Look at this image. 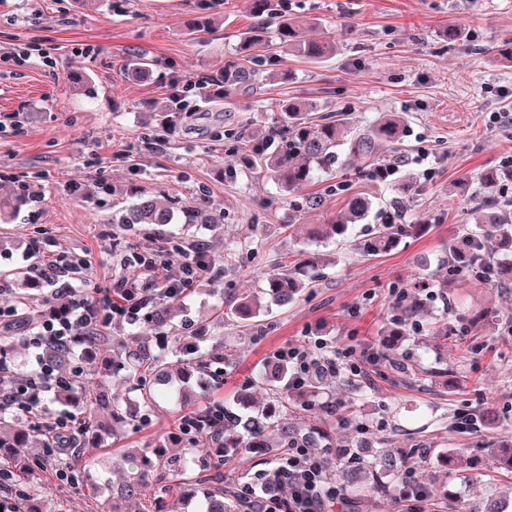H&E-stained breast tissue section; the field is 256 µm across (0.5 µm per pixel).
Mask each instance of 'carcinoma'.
Returning a JSON list of instances; mask_svg holds the SVG:
<instances>
[{
	"label": "carcinoma",
	"mask_w": 512,
	"mask_h": 512,
	"mask_svg": "<svg viewBox=\"0 0 512 512\" xmlns=\"http://www.w3.org/2000/svg\"><path fill=\"white\" fill-rule=\"evenodd\" d=\"M253 8L258 25L243 37L233 57L224 59V68L212 75L210 81L224 86V93L243 92L254 89L263 81L282 79L279 74L262 77L247 66L248 60L259 52H297L310 63L324 61L337 50L336 43L329 39L319 42L302 39L301 28L291 19L280 20L275 27L268 26L264 15H272L274 0H254ZM153 63L144 55L135 56L128 65V74L141 76L152 71ZM279 141L270 154L262 152L257 158L245 159L247 165L257 164L270 172L280 192L285 196L305 189L316 178L331 176L338 170L361 165L370 172L385 165V158L395 151L403 134L400 118L383 116L370 124H361L350 117L333 118L322 116L315 119L311 113L318 111L317 104L296 100L280 101ZM494 179L481 178L477 193L479 205L486 213L478 218L475 226L463 240L470 261L494 259L496 248L512 241V209L503 205L494 194ZM377 206L373 198L358 193L349 199L347 207L338 212L331 223L328 238L339 243L347 240V231L352 224L363 221ZM181 213L199 224H216L212 215L200 212L193 203L179 197L159 198L151 192L136 195L135 202L122 210L112 220L114 224H173L175 215ZM422 224H378L372 236L358 247L368 256L388 252L404 236L421 230ZM313 266V260L297 258L292 262L266 272L260 287L251 294L227 304V317L237 323L250 325L261 321L273 308H283L292 303L305 289L312 287L306 279L305 269ZM437 284L430 280L419 281L402 288L395 294L392 335L406 338L420 328L419 319L430 315L427 299ZM102 337L86 336L81 341L82 352L62 349L52 343L43 345L45 360L59 369H70L80 356L100 347ZM225 357L196 346L176 344L171 355L151 356L141 349L124 348L116 351L117 368L139 392V398L147 407L158 408L161 401L180 399L192 387H216L224 372ZM287 365L278 363L262 373V381L268 395L276 403L288 404ZM62 401L80 404L84 414L75 424L78 437L97 430H104L108 422L99 419V413H110L112 422L126 423L135 418L134 411L123 407L119 399L99 389L80 387L64 393ZM496 411L483 404L463 413L456 421L461 434L476 435L480 429L496 422ZM178 441L174 451L167 449L168 439L161 438L152 449L141 448L123 456L127 475L119 491L112 495V504L95 502L90 512H121L125 498L143 499L141 512H181L186 504L200 512H244L243 499L224 490V461L244 453H274L288 455L290 448H320V423L302 426L295 415L280 416L271 408L257 413L235 412L220 403L208 401L186 408L178 426L171 430ZM31 437L30 432L18 428L16 415L0 413V470L13 472L17 487L25 494V512H42L44 491L35 481L38 460L17 452L24 448ZM206 450L205 463L198 476L180 483L176 489L162 484L170 473L181 474L186 465L194 461L199 449ZM477 449L492 461V467L512 473V448L495 443L482 442ZM431 448L418 444L406 454L395 457L388 450L365 454L359 446L344 444L330 448L323 461L331 483L339 494L366 502L374 494L386 492V479L404 477L414 470L422 474L429 467ZM61 469L82 481L86 465L81 463L80 448L70 447L58 455ZM162 485L160 494L150 495V488ZM452 512H505L500 502L486 499L462 502Z\"/></svg>",
	"instance_id": "1"
}]
</instances>
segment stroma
<instances>
[{
    "instance_id": "obj_1",
    "label": "stroma",
    "mask_w": 512,
    "mask_h": 512,
    "mask_svg": "<svg viewBox=\"0 0 512 512\" xmlns=\"http://www.w3.org/2000/svg\"><path fill=\"white\" fill-rule=\"evenodd\" d=\"M282 13L303 20L305 39L338 42L336 54L317 64L293 54L254 58L250 66L258 73L285 71L288 80L226 96L193 89L188 100L194 110L187 114L170 110L171 79L223 67L256 22L252 0H105L100 8L77 0H0V199L22 190L32 197L9 223H0V272L40 266L64 253L81 267L70 287L94 300L126 276L124 263L134 251L203 242L212 270L171 303L167 324H112L101 355L111 357L117 342L155 353L158 336L187 342L199 331L202 348L219 349L227 360L224 386L211 394L227 404L245 384L257 404L267 402L260 371L284 346L317 348L325 356L349 348L378 351L393 319L392 289L421 272L448 279V247L459 244L462 225L478 216L477 178L512 165V128L490 119L512 113V63L497 54L512 39V0H283ZM198 16L215 21L203 44L186 35L188 21ZM452 25L462 32L454 42L446 35ZM22 52L30 55L25 65L9 62V55ZM138 53L155 66L136 82L126 68ZM75 70L91 75L95 98L72 91ZM288 99L317 103L324 115L348 112L363 124L385 112L400 116L405 164L383 183L359 167L320 178L309 191L322 197V207L301 209L266 170L247 171L242 163L254 137L273 129L277 102ZM168 118L170 143L159 152L151 143ZM244 123L252 139L225 138V129ZM422 150L427 157L420 161ZM409 179L420 190L408 196L398 186ZM134 187L200 202L219 223H113V211L131 203ZM359 190L387 205L399 203L406 218L425 222V230L368 257L357 244L375 227L371 215L355 225L349 246L317 247L313 232ZM42 241L52 250L33 253ZM304 250L322 258L309 293L275 310L259 329L227 318L220 298L258 287L263 272ZM229 253L235 262L226 261ZM448 281L430 312L447 323L451 337L424 332L397 352L401 362L419 364V378L378 362L367 368L365 393L350 387L353 375L344 368L333 394H307L311 415L320 416L331 398L347 414L344 422L321 416L337 444L383 439L397 453L421 441L435 454L460 448L465 440L449 422L460 409L487 401L501 415L486 429L488 440H512V327L503 322L512 312V281L467 273ZM458 304L482 312L476 330L448 313ZM180 409L179 402L167 403L147 424L121 423L85 441L83 486L57 481L54 461L44 460L35 476L48 512H87L93 497L110 502L116 473L102 466L105 453L154 445ZM433 476L436 488L450 489L459 500L491 494L512 500V474L501 470L475 480L469 472L437 467Z\"/></svg>"
}]
</instances>
